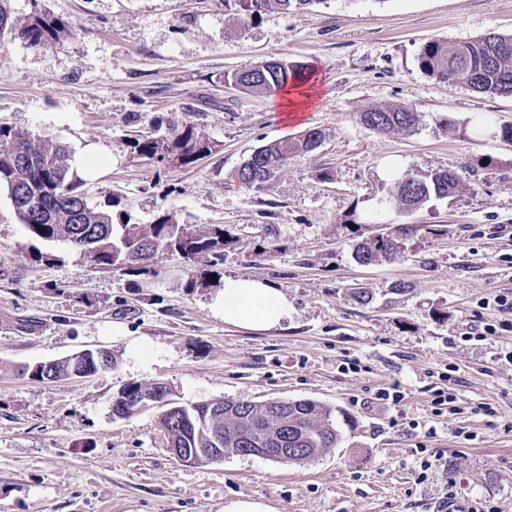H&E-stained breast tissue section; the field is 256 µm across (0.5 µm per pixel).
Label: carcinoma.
I'll list each match as a JSON object with an SVG mask.
<instances>
[{
    "mask_svg": "<svg viewBox=\"0 0 512 512\" xmlns=\"http://www.w3.org/2000/svg\"><path fill=\"white\" fill-rule=\"evenodd\" d=\"M323 0H224V7L242 18L254 20L270 9L286 11L306 7ZM8 9L0 0V36L5 30L32 46L57 42L68 33L67 24L46 12L31 16L20 29L7 28ZM420 68L443 82H463L473 91L512 97V35L488 32L474 40L456 45L441 41L426 44L418 56ZM304 78L301 68L281 60L277 64L262 61L225 76V80L253 95H271L288 85V81ZM367 126L387 132L398 129L412 133L418 126V115L408 106L391 109L371 108L361 113ZM322 130L314 127L298 136L273 141L259 147L253 169L237 172L246 183L256 180L254 188L262 190L275 180L278 171L292 158L316 150L323 141ZM0 186L8 191L14 213L29 238L44 243L64 242L83 253L92 265L103 269H126L133 273L151 271L150 260L160 250L182 255L188 270L206 261L208 272L218 271L224 261V229L215 226L201 234L188 224H176L162 217L155 224L113 223L112 213L88 205L84 193L70 172L69 151L50 138H30L11 127L0 124ZM24 144L31 163L23 165L13 150ZM138 154L171 166H190L213 152V145L192 129L174 132L163 139L144 138L135 142ZM461 177L447 170L425 174L404 173L396 179L390 200L408 209H417L433 198H446L460 187ZM410 233L404 224H392L388 230L356 244L360 263L371 264L381 258L398 255L403 239ZM27 372L38 379L60 377L71 372L68 360L46 366H32ZM146 390L131 383L112 400V411L120 417L132 415L129 397ZM160 425L176 448H209L210 434L197 431L196 417H206L224 435L226 448H298L300 452L283 459L285 463H302L334 448L341 442L338 430L330 420V411L311 399L288 402L272 401L257 405L250 401L224 399L217 403L200 402L168 412L163 405Z\"/></svg>",
    "mask_w": 512,
    "mask_h": 512,
    "instance_id": "1",
    "label": "carcinoma"
}]
</instances>
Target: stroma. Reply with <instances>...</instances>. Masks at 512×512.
Instances as JSON below:
<instances>
[{
    "label": "stroma",
    "instance_id": "stroma-1",
    "mask_svg": "<svg viewBox=\"0 0 512 512\" xmlns=\"http://www.w3.org/2000/svg\"><path fill=\"white\" fill-rule=\"evenodd\" d=\"M23 24L47 10L70 32L30 46L0 38V124L93 144L112 162L85 181L114 221L169 217L224 229L220 278L192 280L182 256L152 273L91 267L63 243L35 244L0 188V512H224L242 499L270 512H512V98L439 82L418 65L428 41L512 34V0H325L248 21L224 0H8ZM279 58L303 65L319 97L284 125L272 98L225 74ZM398 105L414 133L379 132L360 115ZM193 128L214 146L189 167L137 154L140 136ZM317 127L314 152L256 190L236 173L254 147ZM447 169L463 184L417 211L390 203L403 172ZM384 224L415 231L392 261L368 266L357 242ZM45 252L38 260L36 252ZM228 277L267 281L291 309L279 327L225 323ZM365 291L366 301L354 298ZM111 352L88 377L36 379L26 366L82 350ZM165 384L176 404L311 399L331 412L338 447L304 463L226 453L188 466L169 449L156 407L112 412L128 384ZM399 386L394 408L376 400ZM445 388L454 410L434 415ZM433 467L420 479L422 459Z\"/></svg>",
    "mask_w": 512,
    "mask_h": 512
}]
</instances>
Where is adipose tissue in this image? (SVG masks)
Segmentation results:
<instances>
[{"instance_id": "1", "label": "adipose tissue", "mask_w": 512, "mask_h": 512, "mask_svg": "<svg viewBox=\"0 0 512 512\" xmlns=\"http://www.w3.org/2000/svg\"><path fill=\"white\" fill-rule=\"evenodd\" d=\"M225 323L259 330L279 326L288 316L285 293L267 282L251 278H228L215 303Z\"/></svg>"}]
</instances>
